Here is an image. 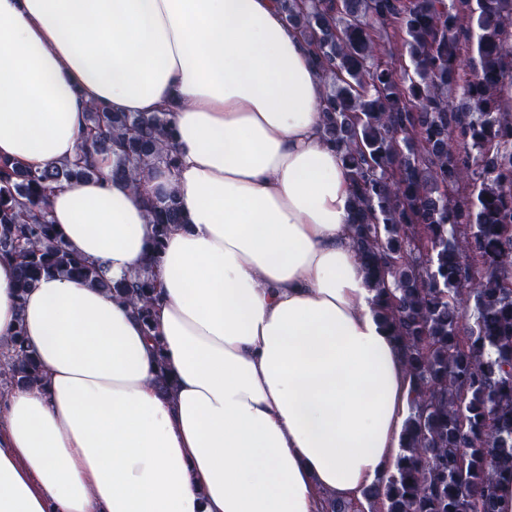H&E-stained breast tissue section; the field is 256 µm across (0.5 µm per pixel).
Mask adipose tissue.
Returning a JSON list of instances; mask_svg holds the SVG:
<instances>
[{
    "label": "adipose tissue",
    "mask_w": 512,
    "mask_h": 512,
    "mask_svg": "<svg viewBox=\"0 0 512 512\" xmlns=\"http://www.w3.org/2000/svg\"><path fill=\"white\" fill-rule=\"evenodd\" d=\"M324 94L278 0H0V160L72 159L95 102L167 113L179 151L138 191L97 156L49 199L112 277L156 261L153 335L78 281L18 295L0 259V342L23 327L45 369L0 397V512H324L387 477L412 383ZM145 192L185 217L157 259Z\"/></svg>",
    "instance_id": "adipose-tissue-1"
}]
</instances>
